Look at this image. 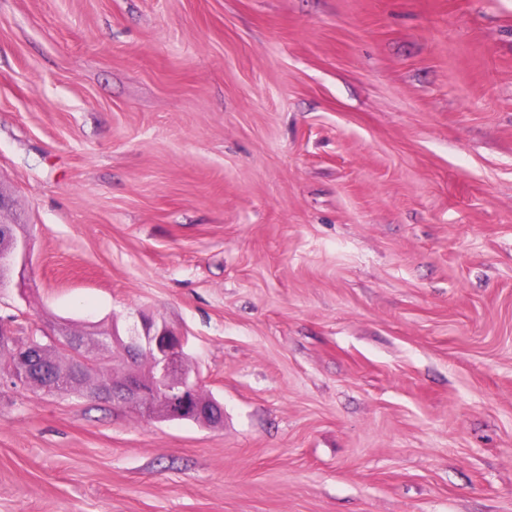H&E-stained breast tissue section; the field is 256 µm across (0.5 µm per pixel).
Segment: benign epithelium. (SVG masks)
Listing matches in <instances>:
<instances>
[{"mask_svg":"<svg viewBox=\"0 0 512 512\" xmlns=\"http://www.w3.org/2000/svg\"><path fill=\"white\" fill-rule=\"evenodd\" d=\"M30 253V239L23 232L0 240V288L9 286L17 269H25ZM112 344L117 347L122 360L130 365L140 352H153L156 364L152 378L146 379L131 369L117 384L101 387L89 383V368L93 366L94 355L105 349V341L98 337L77 338L62 325L46 344L33 337L20 341L0 326V349L10 346L16 355L14 362L0 370L18 383L37 375L44 379L45 387L54 389L66 385L73 377L81 381L83 393L136 407L149 419L186 421L211 429L223 427V406L212 397H200L201 380L184 351L183 334L166 323L158 325L143 320L141 329L134 330L124 339L112 333ZM57 348L72 355L70 371L63 379L57 376L47 356L48 351Z\"/></svg>","mask_w":512,"mask_h":512,"instance_id":"obj_1","label":"benign epithelium"}]
</instances>
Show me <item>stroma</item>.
Wrapping results in <instances>:
<instances>
[{"label": "stroma", "mask_w": 512, "mask_h": 512, "mask_svg": "<svg viewBox=\"0 0 512 512\" xmlns=\"http://www.w3.org/2000/svg\"><path fill=\"white\" fill-rule=\"evenodd\" d=\"M0 188L224 406L0 381V512H512V0H0Z\"/></svg>", "instance_id": "1"}]
</instances>
